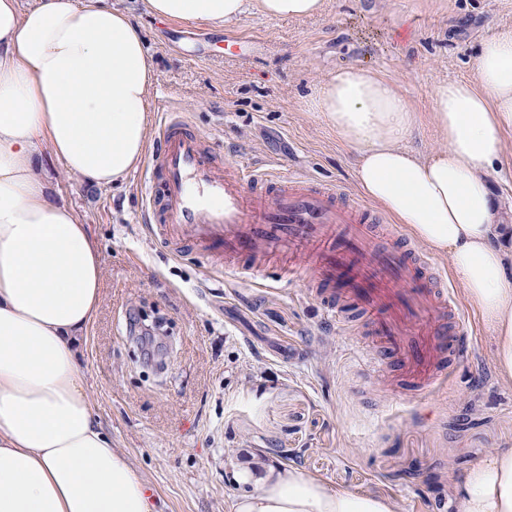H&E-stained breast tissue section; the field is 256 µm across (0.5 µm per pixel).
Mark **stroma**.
I'll use <instances>...</instances> for the list:
<instances>
[{"label": "stroma", "instance_id": "obj_1", "mask_svg": "<svg viewBox=\"0 0 512 512\" xmlns=\"http://www.w3.org/2000/svg\"><path fill=\"white\" fill-rule=\"evenodd\" d=\"M140 25L157 73L148 123L184 113L221 160L279 164L362 200L352 153L311 107L342 66L368 62L418 114L406 144L445 139L432 119L437 83L469 80L482 39L512 25V0H327L303 19L249 11L217 28L162 21L136 0H106ZM244 39L224 57V39ZM46 172L95 236L102 305L80 339L95 414L150 487L161 512H233L240 465H292L332 488L392 499L399 512H459L454 486L496 448H512V386L499 382L493 337L462 303L467 354L446 392L414 390L400 365L367 378L354 351L363 316L329 319L308 278L288 283L276 257L264 285L224 270V255L175 257L146 218L137 168L96 188L56 161ZM495 221L512 225V130L493 176ZM161 317L153 352L139 336Z\"/></svg>", "mask_w": 512, "mask_h": 512}]
</instances>
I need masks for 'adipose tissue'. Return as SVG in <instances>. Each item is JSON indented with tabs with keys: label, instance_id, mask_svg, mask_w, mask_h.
I'll list each match as a JSON object with an SVG mask.
<instances>
[{
	"label": "adipose tissue",
	"instance_id": "obj_1",
	"mask_svg": "<svg viewBox=\"0 0 512 512\" xmlns=\"http://www.w3.org/2000/svg\"><path fill=\"white\" fill-rule=\"evenodd\" d=\"M325 0H143L147 14L223 26L252 9L320 13ZM157 80L139 25L104 0H0V512H157L145 481L91 408L77 338L101 302L100 249L36 160L42 148L107 187L142 163ZM353 149L362 193L448 256L493 334L512 384V225L494 221L488 176L512 129V27L484 39L468 81H442L432 120L447 147L405 146L416 118L364 63L337 70L314 102ZM234 512H397L387 497L329 487L293 467L243 468ZM460 512H512V448L455 485Z\"/></svg>",
	"mask_w": 512,
	"mask_h": 512
}]
</instances>
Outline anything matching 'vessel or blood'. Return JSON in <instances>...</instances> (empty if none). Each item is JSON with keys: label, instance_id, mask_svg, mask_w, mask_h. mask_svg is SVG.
Returning a JSON list of instances; mask_svg holds the SVG:
<instances>
[{"label": "vessel or blood", "instance_id": "b4317fda", "mask_svg": "<svg viewBox=\"0 0 512 512\" xmlns=\"http://www.w3.org/2000/svg\"><path fill=\"white\" fill-rule=\"evenodd\" d=\"M151 167L163 178L146 185L145 208L171 250L223 252L227 270L248 281L261 277L268 254L315 250L311 283L326 312L340 319L345 307L358 308L384 348L361 362L377 371L397 358L418 388L446 390L466 347L463 314L425 256L377 243L369 207L276 165L220 164L178 113L162 119Z\"/></svg>", "mask_w": 512, "mask_h": 512}]
</instances>
